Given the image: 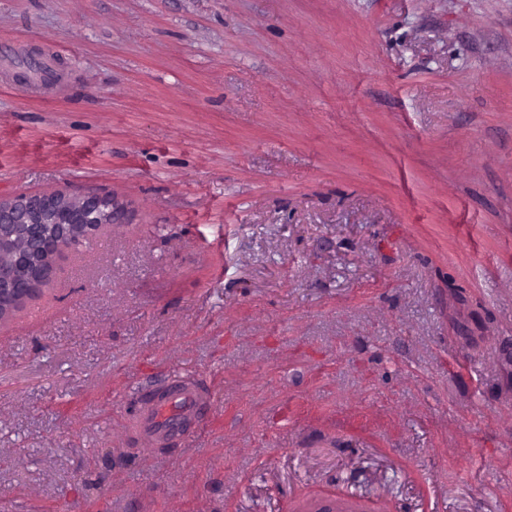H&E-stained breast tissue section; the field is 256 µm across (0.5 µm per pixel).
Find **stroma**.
<instances>
[{"label": "stroma", "mask_w": 512, "mask_h": 512, "mask_svg": "<svg viewBox=\"0 0 512 512\" xmlns=\"http://www.w3.org/2000/svg\"><path fill=\"white\" fill-rule=\"evenodd\" d=\"M0 200L111 197L0 320V512H512V0H0ZM206 421L129 433L134 389ZM137 413L131 427L138 434H147L160 442L176 441L191 427L203 420L210 406L207 387H200L184 377H170L165 394H137Z\"/></svg>", "instance_id": "35a3bbf8"}]
</instances>
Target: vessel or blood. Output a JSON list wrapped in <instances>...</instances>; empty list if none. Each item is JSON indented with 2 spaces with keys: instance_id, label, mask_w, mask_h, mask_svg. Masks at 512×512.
<instances>
[{
  "instance_id": "b4317fda",
  "label": "vessel or blood",
  "mask_w": 512,
  "mask_h": 512,
  "mask_svg": "<svg viewBox=\"0 0 512 512\" xmlns=\"http://www.w3.org/2000/svg\"><path fill=\"white\" fill-rule=\"evenodd\" d=\"M133 430L161 442L183 437L208 413L210 393L186 378L168 379L164 395H138Z\"/></svg>"
}]
</instances>
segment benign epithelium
<instances>
[{"label": "benign epithelium", "mask_w": 512, "mask_h": 512, "mask_svg": "<svg viewBox=\"0 0 512 512\" xmlns=\"http://www.w3.org/2000/svg\"><path fill=\"white\" fill-rule=\"evenodd\" d=\"M112 213V201L98 196L62 198L55 193L17 196L0 201V252L13 249L12 234L22 232L30 243L15 254L12 266L0 265V319L53 271V258L65 248L80 218Z\"/></svg>", "instance_id": "benign-epithelium-1"}]
</instances>
